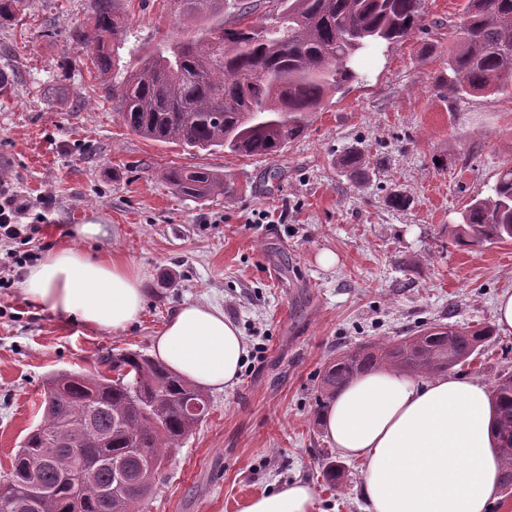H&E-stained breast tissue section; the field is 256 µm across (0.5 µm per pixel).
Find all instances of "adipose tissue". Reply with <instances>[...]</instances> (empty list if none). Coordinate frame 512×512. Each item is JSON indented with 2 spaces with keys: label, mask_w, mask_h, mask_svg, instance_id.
Segmentation results:
<instances>
[{
  "label": "adipose tissue",
  "mask_w": 512,
  "mask_h": 512,
  "mask_svg": "<svg viewBox=\"0 0 512 512\" xmlns=\"http://www.w3.org/2000/svg\"><path fill=\"white\" fill-rule=\"evenodd\" d=\"M143 272L109 250L81 253L61 240L28 267L22 293L94 332L126 329L144 304ZM155 356L204 390L234 385L247 344L221 309L178 308L153 339ZM489 386L476 377L421 380L391 368L354 378L324 415L339 457L364 464L366 512H489L502 464ZM241 512H316L313 486L296 480L248 499Z\"/></svg>",
  "instance_id": "obj_1"
}]
</instances>
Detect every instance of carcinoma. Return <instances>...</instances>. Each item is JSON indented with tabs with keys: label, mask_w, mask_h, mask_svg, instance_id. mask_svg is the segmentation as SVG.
<instances>
[{
	"label": "carcinoma",
	"mask_w": 512,
	"mask_h": 512,
	"mask_svg": "<svg viewBox=\"0 0 512 512\" xmlns=\"http://www.w3.org/2000/svg\"><path fill=\"white\" fill-rule=\"evenodd\" d=\"M175 14L200 24V37L149 52L122 85L106 87L132 131L200 150L278 156L301 136L327 96L363 79L356 57L367 46L398 41L422 23V0H278L270 21L246 23L252 6L232 5L238 26L213 23L224 0H177ZM116 0H90V30L79 34L105 76L124 41ZM458 46L439 86L448 97L512 87V0H468ZM173 188L199 199L233 188L224 175L174 168ZM454 243L480 249L512 240V167L475 197L453 229ZM493 336L434 324L393 342L368 345L328 365L323 388L334 395L351 379L382 366L438 376L466 363ZM95 374L56 372L43 382V416L28 432L11 469L0 473V501L37 512H135L166 470L171 452L208 416L209 397L163 362L137 351L100 359ZM502 486H512V373L492 384ZM127 477L118 495L110 461Z\"/></svg>",
	"instance_id": "1"
}]
</instances>
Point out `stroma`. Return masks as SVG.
<instances>
[{
  "label": "stroma",
  "instance_id": "1",
  "mask_svg": "<svg viewBox=\"0 0 512 512\" xmlns=\"http://www.w3.org/2000/svg\"><path fill=\"white\" fill-rule=\"evenodd\" d=\"M466 4L424 0L421 30L361 52L363 81L327 98L272 158L149 140L113 110L105 85L125 81L146 51L196 35L168 0H117L127 39L104 77L90 61L68 63L89 0H21L0 24V67L15 75L0 98V191L21 197L22 221L38 231L14 248L40 254L74 225H111L106 245L144 272L146 295L136 323L93 332L31 308L21 283L0 288V472L42 420L48 374L151 354L175 310L207 301L238 327L247 357L234 386L210 393L207 419L142 512H239L297 479L315 487L316 512H365L362 463L337 457L323 432L326 366L434 323L493 325L498 295L512 291V241L475 251L450 238L470 200L512 166V94L451 100L437 85ZM352 148L357 175L341 164ZM174 167L223 174L234 191L183 196L167 179ZM396 192L410 196L407 210L388 206ZM326 250L336 266L319 264ZM508 371L512 335L497 333L452 373L489 383Z\"/></svg>",
  "mask_w": 512,
  "mask_h": 512
}]
</instances>
